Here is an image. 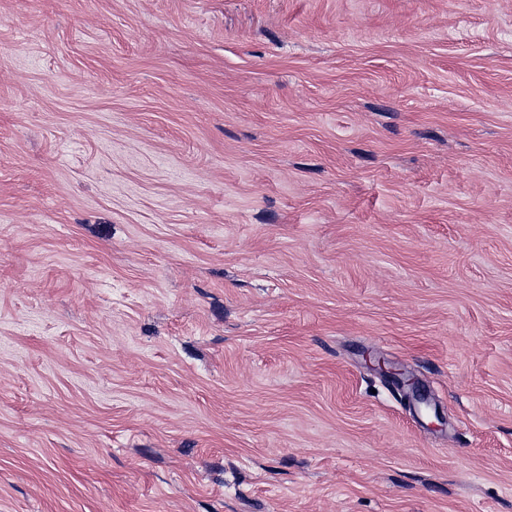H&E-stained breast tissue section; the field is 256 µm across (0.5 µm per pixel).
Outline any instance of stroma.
<instances>
[{"label":"stroma","mask_w":512,"mask_h":512,"mask_svg":"<svg viewBox=\"0 0 512 512\" xmlns=\"http://www.w3.org/2000/svg\"><path fill=\"white\" fill-rule=\"evenodd\" d=\"M0 512H512V0H0Z\"/></svg>","instance_id":"obj_1"}]
</instances>
